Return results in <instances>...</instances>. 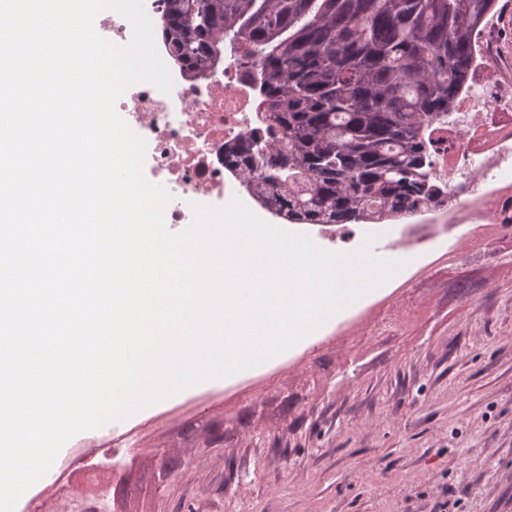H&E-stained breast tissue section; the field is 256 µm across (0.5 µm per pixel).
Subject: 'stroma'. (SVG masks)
<instances>
[{
  "instance_id": "35a3bbf8",
  "label": "stroma",
  "mask_w": 512,
  "mask_h": 512,
  "mask_svg": "<svg viewBox=\"0 0 512 512\" xmlns=\"http://www.w3.org/2000/svg\"><path fill=\"white\" fill-rule=\"evenodd\" d=\"M433 241L448 272L328 322L266 367L163 403L224 398V439L143 454L145 512H512V248L495 225ZM473 281L471 293L456 286Z\"/></svg>"
}]
</instances>
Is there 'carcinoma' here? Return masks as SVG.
<instances>
[{"label": "carcinoma", "mask_w": 512, "mask_h": 512, "mask_svg": "<svg viewBox=\"0 0 512 512\" xmlns=\"http://www.w3.org/2000/svg\"><path fill=\"white\" fill-rule=\"evenodd\" d=\"M162 47L190 79L254 69L263 136L224 147L258 171L290 224H384L436 209L434 126L468 92L477 36L498 0H163Z\"/></svg>", "instance_id": "cac0c4a2"}]
</instances>
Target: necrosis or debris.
Masks as SVG:
<instances>
[{
    "label": "necrosis or debris",
    "mask_w": 512,
    "mask_h": 512,
    "mask_svg": "<svg viewBox=\"0 0 512 512\" xmlns=\"http://www.w3.org/2000/svg\"><path fill=\"white\" fill-rule=\"evenodd\" d=\"M480 57L479 80L468 97L465 121L436 132L442 140L436 170L448 184V200L431 221L399 230L394 242L400 249L423 248L452 224L512 222V198L493 186L497 174L512 171V85L499 76L495 26L487 28ZM116 109L147 144L152 183L174 193L164 211L166 224L189 225L194 202L222 205L234 196L251 198L239 172L224 166L225 145L247 139L261 124L250 73L233 57H225L205 78L175 76L167 94L149 83L135 84ZM479 185L484 193L472 198Z\"/></svg>",
    "instance_id": "1"
}]
</instances>
